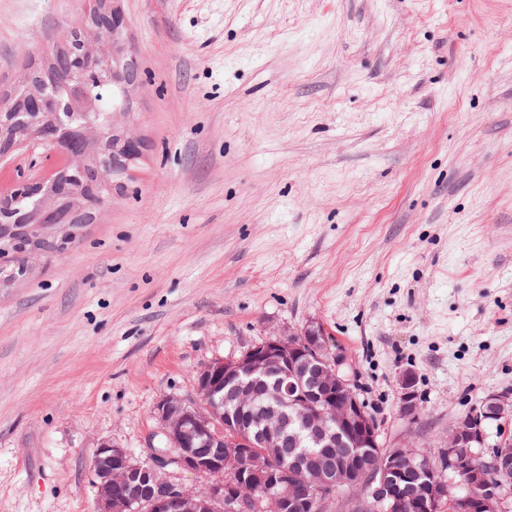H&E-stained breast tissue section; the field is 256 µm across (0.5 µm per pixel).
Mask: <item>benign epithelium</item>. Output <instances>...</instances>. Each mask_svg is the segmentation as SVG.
Wrapping results in <instances>:
<instances>
[{"label": "benign epithelium", "instance_id": "obj_1", "mask_svg": "<svg viewBox=\"0 0 512 512\" xmlns=\"http://www.w3.org/2000/svg\"><path fill=\"white\" fill-rule=\"evenodd\" d=\"M79 28L93 31L101 47L83 40L78 57L101 62L106 83L119 101L114 112L130 109L133 85L127 20L118 6L105 5L98 17H86ZM37 96L53 106L61 131L50 152L61 158L54 177L86 166V156L68 147L87 133L105 140L100 120L102 98L77 81L67 100L58 98L55 85L38 87ZM78 112L81 122L67 125L61 113ZM7 139L12 150L35 149L44 144L33 120H19ZM123 168L101 160L96 170L100 185L112 189V178ZM44 188L38 180L13 178L0 190V205L16 197L36 195ZM400 411L417 412L411 373L401 374ZM224 385V413L212 400ZM157 435L167 447L148 439L145 459L135 460L124 448L103 444L93 467L97 512H386L399 505L404 512H512V436L491 439L492 430L512 419V396L491 395L458 417L439 448L438 465L405 443L385 446L374 417L360 400L354 385L329 355L324 332L308 325L298 332L279 329L254 343L240 356L215 359L196 379V399L166 397L155 408ZM215 424L213 447L202 452L191 432L202 434ZM307 441L320 454L307 459L297 448ZM262 448L263 463L241 465L248 449ZM122 469L127 483L143 486L138 497L125 495L112 483L106 462ZM174 467L209 479L205 489L171 481ZM249 484L261 494L249 500L241 487Z\"/></svg>", "mask_w": 512, "mask_h": 512}]
</instances>
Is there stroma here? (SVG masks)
<instances>
[{"mask_svg":"<svg viewBox=\"0 0 512 512\" xmlns=\"http://www.w3.org/2000/svg\"><path fill=\"white\" fill-rule=\"evenodd\" d=\"M118 5L140 154L0 282V512H94L100 445L273 329L320 325L389 444L512 392V0ZM88 8L0 0V95ZM402 390L400 411L404 416H415L417 403L413 390L414 379L410 372L402 373L399 379Z\"/></svg>","mask_w":512,"mask_h":512,"instance_id":"1","label":"stroma"}]
</instances>
